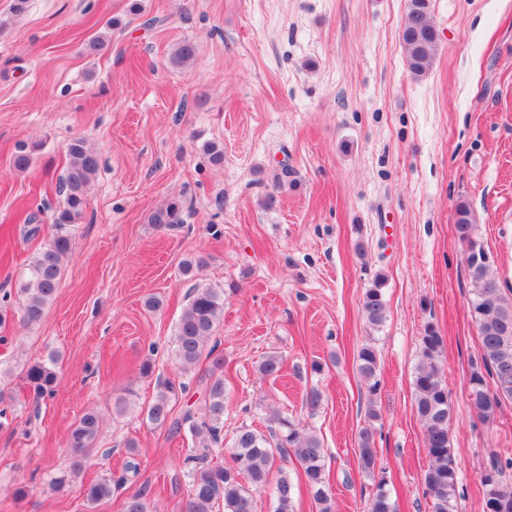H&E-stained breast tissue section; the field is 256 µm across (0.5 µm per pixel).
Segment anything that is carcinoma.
Segmentation results:
<instances>
[{"label": "carcinoma", "mask_w": 512, "mask_h": 512, "mask_svg": "<svg viewBox=\"0 0 512 512\" xmlns=\"http://www.w3.org/2000/svg\"><path fill=\"white\" fill-rule=\"evenodd\" d=\"M409 70L416 76L424 74L438 51V34L433 25L429 0H408L403 35L400 36ZM195 45L184 40L174 49L171 62L184 65L194 58ZM69 160L59 178L61 203L51 209L49 217L53 232L40 247L29 265V280L17 289L22 297L21 321L31 325L45 315L59 285L64 260L72 250L71 224L86 205V191L99 171V154L82 139L69 145ZM182 206L172 202L157 209L150 223L160 228L174 229L183 223ZM457 238L465 246L468 277L471 284L470 307L478 327L481 342L480 357L471 362L469 405L484 421L495 418L502 404L512 401V299L492 271L487 250L477 233V223L471 205L460 201L455 208ZM385 278L378 275L363 301V314L373 327L386 320L383 296ZM224 316V289L203 286L194 289L175 329L174 356L179 368L187 371L207 359L211 374L205 383L203 413L187 411L182 420L173 422L175 429L187 427L198 446L184 460L188 469L189 489L183 512H255L254 494L268 492L273 497L274 512H294V483L287 471L274 468L277 459H293L301 469L318 512H333L328 479L327 453L320 438L305 432L288 420L277 417L278 429L269 434L252 426L241 425L224 446V353L217 346L206 348L217 323ZM444 339L432 324L424 327L421 336V356L414 378L415 409L423 428L429 463L423 473L426 494L432 501L433 512H457L459 478L451 454L450 429L454 406L444 379L442 357ZM359 371L371 393L379 386L377 355L366 345L358 351ZM57 359L32 363L25 379L35 400L55 393ZM282 358L273 353L259 365L264 377L277 375ZM154 402L147 409V418L156 425L167 422L171 399L186 390L182 382L166 379ZM100 433V417L84 413L71 428L68 445L73 454L70 472L76 474L85 456L95 447ZM359 464L370 476H375L377 459L375 428L368 425L359 433ZM229 451L232 463H224V451ZM278 476H273V470ZM512 470V458H490L480 481L484 488L485 512H512V485L507 473ZM104 477L87 488V498L95 503L112 497V484L125 482ZM368 512H396L384 479L374 481L369 497Z\"/></svg>", "instance_id": "1"}]
</instances>
